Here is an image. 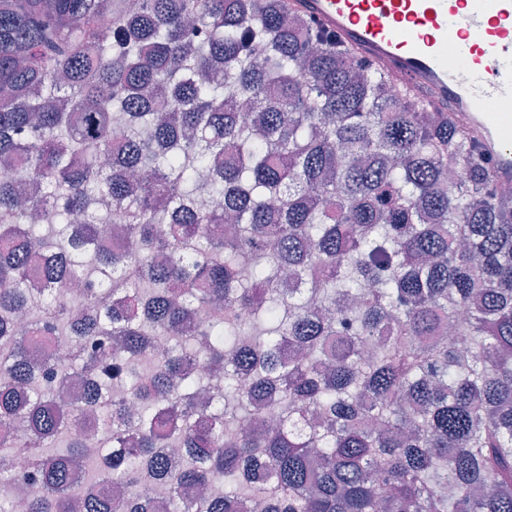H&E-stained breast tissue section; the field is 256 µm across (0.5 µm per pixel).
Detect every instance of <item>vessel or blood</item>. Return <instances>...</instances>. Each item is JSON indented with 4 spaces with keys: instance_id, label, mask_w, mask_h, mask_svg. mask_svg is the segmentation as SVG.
I'll list each match as a JSON object with an SVG mask.
<instances>
[{
    "instance_id": "vessel-or-blood-1",
    "label": "vessel or blood",
    "mask_w": 512,
    "mask_h": 512,
    "mask_svg": "<svg viewBox=\"0 0 512 512\" xmlns=\"http://www.w3.org/2000/svg\"><path fill=\"white\" fill-rule=\"evenodd\" d=\"M360 57L394 70L466 125L512 183V0H291ZM466 66L470 80L457 79Z\"/></svg>"
}]
</instances>
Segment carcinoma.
<instances>
[{
    "mask_svg": "<svg viewBox=\"0 0 512 512\" xmlns=\"http://www.w3.org/2000/svg\"><path fill=\"white\" fill-rule=\"evenodd\" d=\"M0 167V512H512V193L287 0H0Z\"/></svg>",
    "mask_w": 512,
    "mask_h": 512,
    "instance_id": "cac0c4a2",
    "label": "carcinoma"
}]
</instances>
